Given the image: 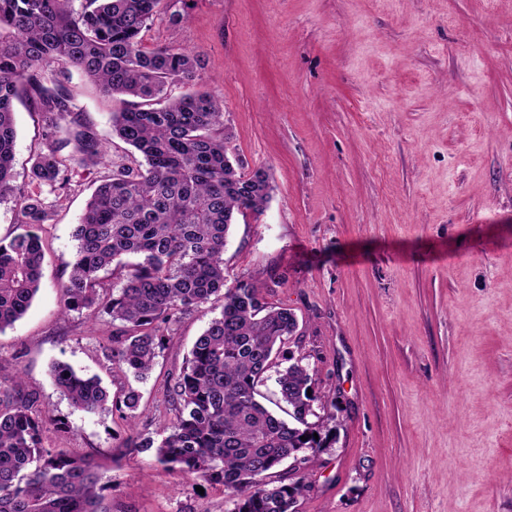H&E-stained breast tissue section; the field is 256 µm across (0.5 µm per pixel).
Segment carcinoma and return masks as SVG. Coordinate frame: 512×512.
Returning <instances> with one entry per match:
<instances>
[{"mask_svg": "<svg viewBox=\"0 0 512 512\" xmlns=\"http://www.w3.org/2000/svg\"><path fill=\"white\" fill-rule=\"evenodd\" d=\"M177 2L0 0V198L13 196L21 216V232L0 239V333L23 318L41 289L37 230L51 207L12 185L13 100L24 93L45 114L46 142L31 175L49 192L64 188L68 165L92 161L103 149L67 88L71 66L103 92L132 98L112 113V136L140 159L113 168L87 201L69 273L58 284L61 313L91 324L110 317L105 358L139 381L153 369L177 315L212 301L221 311L166 383L174 417L157 441L134 431L141 393L132 385L112 395L98 377L60 361L49 368L53 384L74 409L124 421L132 431L124 447L222 486L227 512H297L298 500L313 490L308 475L289 483L268 475L294 455L304 467L316 462L335 440L328 422L336 420V404L307 394L317 368L286 348L297 322L293 310L269 304L257 284L227 285L222 255L232 217L262 212L273 187L265 169L245 173L229 156L219 95L169 91L195 80L191 51L142 46L149 24L183 19ZM113 265L123 269L118 288L101 277ZM271 372L290 422L258 400V385ZM50 425L64 422L39 407L22 370L1 374L0 512H101L94 457L45 447Z\"/></svg>", "mask_w": 512, "mask_h": 512, "instance_id": "cac0c4a2", "label": "carcinoma"}]
</instances>
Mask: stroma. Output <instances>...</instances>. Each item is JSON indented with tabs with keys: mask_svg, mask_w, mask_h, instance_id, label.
<instances>
[{
	"mask_svg": "<svg viewBox=\"0 0 512 512\" xmlns=\"http://www.w3.org/2000/svg\"><path fill=\"white\" fill-rule=\"evenodd\" d=\"M146 46H185L197 87L224 99L245 171L274 190L236 214L228 281L263 285L301 326L316 395L338 407L336 440L298 512H512V0H178ZM67 87L104 152L51 194L32 180L45 115L16 101L13 183L47 197L41 289L0 334L41 407L68 422L47 447L94 455L102 512H226L222 487L126 452L125 425L74 410L48 376L63 361L109 390L129 380L102 349L103 323L62 316L73 232L87 199L131 149L123 106L79 71ZM279 283H272V275ZM221 311L180 316L146 380L137 431L158 438L168 376Z\"/></svg>",
	"mask_w": 512,
	"mask_h": 512,
	"instance_id": "35a3bbf8",
	"label": "stroma"
}]
</instances>
